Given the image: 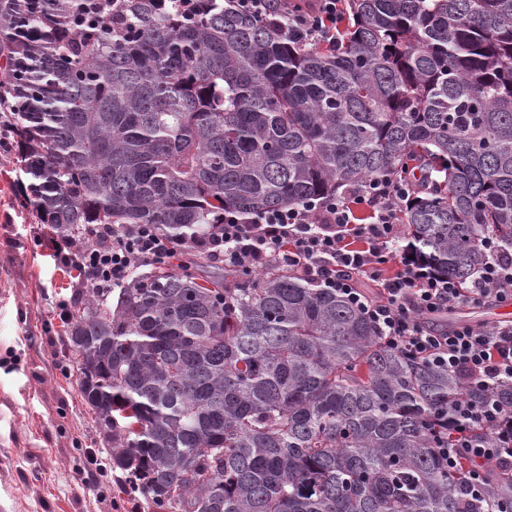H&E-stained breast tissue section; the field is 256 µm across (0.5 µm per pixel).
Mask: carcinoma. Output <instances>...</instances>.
Listing matches in <instances>:
<instances>
[{"mask_svg": "<svg viewBox=\"0 0 512 512\" xmlns=\"http://www.w3.org/2000/svg\"><path fill=\"white\" fill-rule=\"evenodd\" d=\"M336 47L225 0H0V112L40 223L154 224L175 241L406 169L401 250L461 287L512 250V0H348ZM88 288L66 350L112 469L156 512H492L437 454L458 403L512 410L388 348L293 269Z\"/></svg>", "mask_w": 512, "mask_h": 512, "instance_id": "carcinoma-1", "label": "carcinoma"}]
</instances>
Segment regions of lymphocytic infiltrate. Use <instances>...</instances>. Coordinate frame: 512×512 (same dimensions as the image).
<instances>
[{
    "instance_id": "obj_1",
    "label": "lymphocytic infiltrate",
    "mask_w": 512,
    "mask_h": 512,
    "mask_svg": "<svg viewBox=\"0 0 512 512\" xmlns=\"http://www.w3.org/2000/svg\"><path fill=\"white\" fill-rule=\"evenodd\" d=\"M275 1L288 20L291 41L335 47L345 25L344 0H315L304 6L295 0ZM416 186L407 175L383 177L311 205L248 220L228 211L213 243L174 242L151 224H93L86 241L73 245L71 255L91 286L103 292L129 279L133 259L165 265L192 250L216 254L225 267L235 270L298 268L363 310L390 349L446 367L466 382L492 386L512 379V320L487 329L462 324L444 332L426 330L421 323L422 317L463 305H512V256L491 254L467 288L397 257L401 206ZM390 263L395 272L383 277V268ZM364 279L380 282V292L366 293L360 286ZM461 414L470 421L492 420L498 425L492 445L472 443L463 432L454 446L440 451L449 467L469 462V492L477 498L485 492L489 467L512 470V416L491 402L478 409L462 406Z\"/></svg>"
}]
</instances>
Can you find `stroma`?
I'll list each match as a JSON object with an SVG mask.
<instances>
[{
    "label": "stroma",
    "instance_id": "35a3bbf8",
    "mask_svg": "<svg viewBox=\"0 0 512 512\" xmlns=\"http://www.w3.org/2000/svg\"><path fill=\"white\" fill-rule=\"evenodd\" d=\"M15 148L0 146V512H149L112 472L64 317L87 282L57 231L20 203Z\"/></svg>",
    "mask_w": 512,
    "mask_h": 512
}]
</instances>
